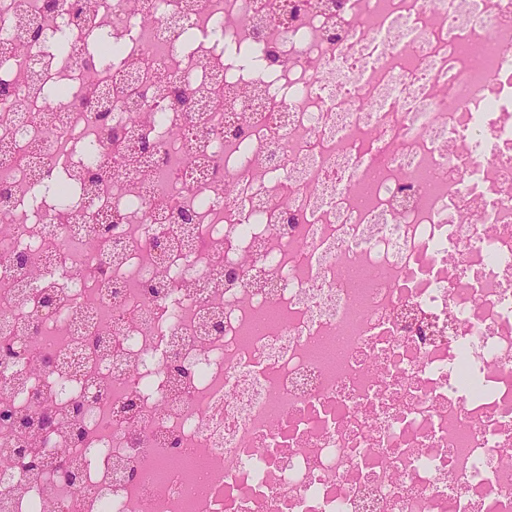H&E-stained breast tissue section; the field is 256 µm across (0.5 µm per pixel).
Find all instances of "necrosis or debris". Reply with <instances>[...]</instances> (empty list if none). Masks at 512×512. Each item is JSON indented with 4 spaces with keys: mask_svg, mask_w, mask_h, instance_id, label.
Instances as JSON below:
<instances>
[{
    "mask_svg": "<svg viewBox=\"0 0 512 512\" xmlns=\"http://www.w3.org/2000/svg\"><path fill=\"white\" fill-rule=\"evenodd\" d=\"M39 6L0 0V412L57 427L0 502L512 512V0Z\"/></svg>",
    "mask_w": 512,
    "mask_h": 512,
    "instance_id": "obj_1",
    "label": "necrosis or debris"
}]
</instances>
